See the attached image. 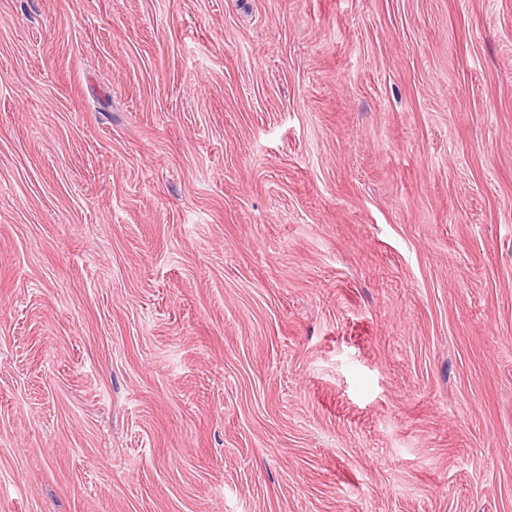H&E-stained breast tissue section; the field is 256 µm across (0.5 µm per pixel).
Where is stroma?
<instances>
[{
  "instance_id": "obj_1",
  "label": "stroma",
  "mask_w": 512,
  "mask_h": 512,
  "mask_svg": "<svg viewBox=\"0 0 512 512\" xmlns=\"http://www.w3.org/2000/svg\"><path fill=\"white\" fill-rule=\"evenodd\" d=\"M0 512H512V0H0Z\"/></svg>"
}]
</instances>
